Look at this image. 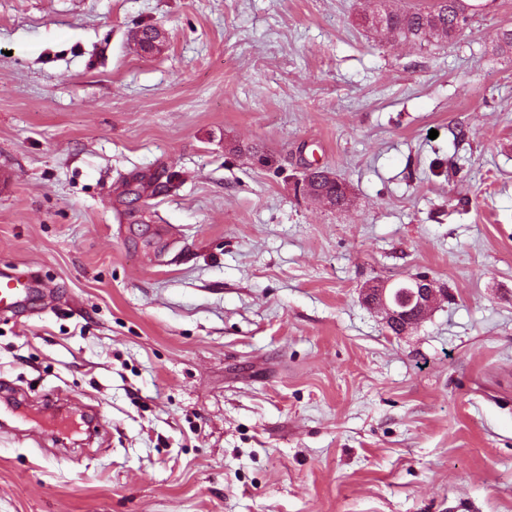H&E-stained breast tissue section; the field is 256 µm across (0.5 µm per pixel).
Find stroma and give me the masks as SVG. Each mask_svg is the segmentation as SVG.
I'll return each mask as SVG.
<instances>
[{
	"instance_id": "1",
	"label": "stroma",
	"mask_w": 512,
	"mask_h": 512,
	"mask_svg": "<svg viewBox=\"0 0 512 512\" xmlns=\"http://www.w3.org/2000/svg\"><path fill=\"white\" fill-rule=\"evenodd\" d=\"M358 3L0 0V271L46 294L0 313V512H512V0L422 48ZM416 273L392 334L362 290ZM346 186L345 181L337 180L326 169H308L303 178L306 194L337 210L346 209L351 205L352 196L347 192ZM416 275L420 276V274ZM410 276H408L409 279L392 286L390 281L378 282V302L372 304L373 308L381 313L387 326L399 323L402 331L412 328L413 325L421 321L437 299V290L431 279ZM399 286L409 289L396 292L395 288H399ZM388 288L392 289L387 292ZM407 307L412 308L404 310Z\"/></svg>"
}]
</instances>
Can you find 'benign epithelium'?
Instances as JSON below:
<instances>
[{
    "instance_id": "benign-epithelium-1",
    "label": "benign epithelium",
    "mask_w": 512,
    "mask_h": 512,
    "mask_svg": "<svg viewBox=\"0 0 512 512\" xmlns=\"http://www.w3.org/2000/svg\"><path fill=\"white\" fill-rule=\"evenodd\" d=\"M437 299V290L429 278L412 276L396 284L378 283L377 309L387 325L398 323L406 331L421 321Z\"/></svg>"
}]
</instances>
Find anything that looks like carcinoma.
Wrapping results in <instances>:
<instances>
[{"label": "carcinoma", "mask_w": 512, "mask_h": 512, "mask_svg": "<svg viewBox=\"0 0 512 512\" xmlns=\"http://www.w3.org/2000/svg\"><path fill=\"white\" fill-rule=\"evenodd\" d=\"M392 0H363L360 24L382 40L424 46L451 42L461 34L481 4L473 0H434L427 7L395 9ZM305 193L331 208L346 209L352 196L346 182L326 170H309L303 178Z\"/></svg>", "instance_id": "carcinoma-1"}]
</instances>
